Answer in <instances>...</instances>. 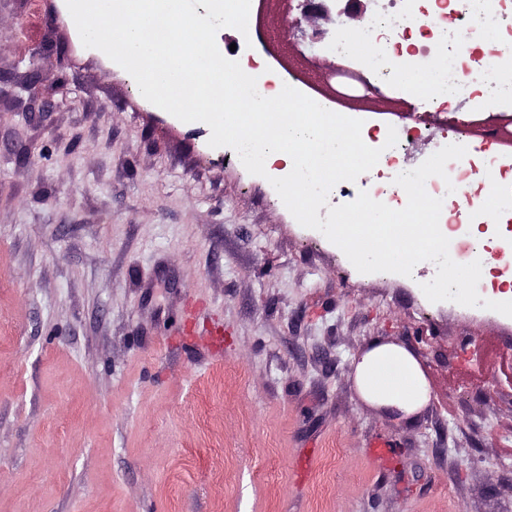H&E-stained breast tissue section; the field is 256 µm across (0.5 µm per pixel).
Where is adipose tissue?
<instances>
[{"mask_svg":"<svg viewBox=\"0 0 512 512\" xmlns=\"http://www.w3.org/2000/svg\"><path fill=\"white\" fill-rule=\"evenodd\" d=\"M358 391L369 402L390 408L399 418L416 413L430 397L424 372L405 347L372 342L353 362Z\"/></svg>","mask_w":512,"mask_h":512,"instance_id":"ef3b65f1","label":"adipose tissue"}]
</instances>
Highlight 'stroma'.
I'll use <instances>...</instances> for the list:
<instances>
[{
  "label": "stroma",
  "mask_w": 512,
  "mask_h": 512,
  "mask_svg": "<svg viewBox=\"0 0 512 512\" xmlns=\"http://www.w3.org/2000/svg\"><path fill=\"white\" fill-rule=\"evenodd\" d=\"M0 0V71L48 112H0V512H512V317L430 302L435 269L363 274L271 183L84 47L65 0ZM256 0L258 53L413 169L463 128L512 155V106L345 90L325 42ZM497 138H488L487 126ZM34 158L18 163L19 146ZM406 347L431 399H362L353 360Z\"/></svg>",
  "instance_id": "1"
}]
</instances>
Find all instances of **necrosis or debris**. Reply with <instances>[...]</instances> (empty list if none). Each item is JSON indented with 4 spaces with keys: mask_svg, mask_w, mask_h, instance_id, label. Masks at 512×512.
Returning <instances> with one entry per match:
<instances>
[{
    "mask_svg": "<svg viewBox=\"0 0 512 512\" xmlns=\"http://www.w3.org/2000/svg\"><path fill=\"white\" fill-rule=\"evenodd\" d=\"M396 10H379L367 15L356 36L372 42L373 56L358 59V66L373 81L387 82L401 67H426L434 59L443 66L434 74L429 89L432 105H440L442 97L471 101L485 99L512 102V0H393ZM461 21L478 27L493 37L498 45L495 52L472 57L455 51L456 29L450 21ZM404 143L383 151L375 167L371 196L391 208L400 209L407 203L405 191L394 179L402 173L400 156ZM483 170L495 171L493 189L498 200V215L512 223V157L479 156L462 166L447 165V178L431 177L425 188L429 195L442 199L439 224L450 239L451 258L461 256L476 260L490 255L498 266H512V236L495 240L468 238L465 225L482 224L486 216L480 202L486 192L484 183H473L467 200L448 192V184L471 180Z\"/></svg>",
    "mask_w": 512,
    "mask_h": 512,
    "instance_id": "4bbe7bcc",
    "label": "necrosis or debris"
}]
</instances>
